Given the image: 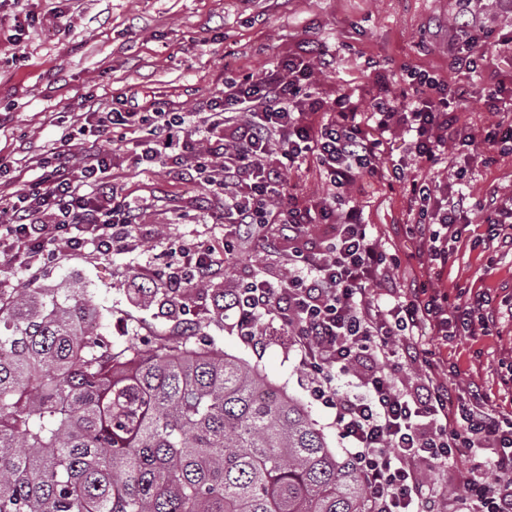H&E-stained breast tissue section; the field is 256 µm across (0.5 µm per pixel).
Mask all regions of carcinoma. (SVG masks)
<instances>
[{"instance_id": "cac0c4a2", "label": "carcinoma", "mask_w": 512, "mask_h": 512, "mask_svg": "<svg viewBox=\"0 0 512 512\" xmlns=\"http://www.w3.org/2000/svg\"><path fill=\"white\" fill-rule=\"evenodd\" d=\"M84 289L0 292V512H370L308 410L200 346L112 349Z\"/></svg>"}]
</instances>
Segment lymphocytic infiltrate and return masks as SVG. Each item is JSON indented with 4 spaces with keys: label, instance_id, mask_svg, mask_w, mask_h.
I'll return each instance as SVG.
<instances>
[{
    "label": "lymphocytic infiltrate",
    "instance_id": "1",
    "mask_svg": "<svg viewBox=\"0 0 512 512\" xmlns=\"http://www.w3.org/2000/svg\"><path fill=\"white\" fill-rule=\"evenodd\" d=\"M450 41L449 67L478 73L485 24L472 12L473 0H458ZM312 50L288 55L275 72L260 78L224 79L221 93L209 98L201 120L205 152L183 146L171 153L187 117L166 102L86 114L98 131L136 132L134 168L175 167L203 179L224 198V254L197 243L170 249L167 281L172 294L211 280L222 259L237 258L246 243L261 237L269 251L288 239V275L254 277L229 294L228 308L238 313L241 335H264L265 321L278 322L295 336L301 360L313 373L315 398L336 411V427L354 450L369 488L372 512H512V414L480 399L466 400L435 365L419 359L410 341L416 332L437 336H488L497 316L485 293L450 301L436 288L404 293L391 275L394 257L381 249L361 210L342 194L378 173L383 133L402 132L416 165L393 164L390 175L410 182L419 206L412 235L430 245L432 256L447 263L461 239L459 226L473 208L492 219L482 244L512 250V196L475 198L464 187L465 170L441 194L422 179L448 147H469L472 156L512 151V78L481 84L476 93L495 119L480 129L457 123L467 86L426 73L407 71L406 89L382 85L372 98L379 137L371 138L348 94L320 97L313 86ZM70 132L42 160L43 173L27 189L0 200V256L33 266L49 246L64 241L71 250L93 247L102 257L121 247L137 249L138 208L121 196L111 177L112 153L89 148L81 167L69 160ZM313 161L328 180L326 196L303 201L290 192L286 175ZM327 224L329 235L310 237L313 225ZM416 367L417 385L407 390L393 372ZM354 375L361 386L352 392L338 377ZM473 462L459 474V492L445 500L426 484L415 464L425 461L445 470L457 453Z\"/></svg>",
    "mask_w": 512,
    "mask_h": 512
}]
</instances>
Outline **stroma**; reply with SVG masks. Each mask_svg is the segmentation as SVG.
Here are the masks:
<instances>
[{
    "mask_svg": "<svg viewBox=\"0 0 512 512\" xmlns=\"http://www.w3.org/2000/svg\"><path fill=\"white\" fill-rule=\"evenodd\" d=\"M25 13L33 20L20 45H12L14 17ZM454 18V0H0V156L16 163L15 178L1 183L0 192L23 189L40 176L38 159L66 126L82 124L86 102L108 108L135 91L140 99L196 112L223 89L225 70L259 77L307 44L330 61L315 70L314 86L327 98L347 89L367 100L379 78L403 88L409 66L459 82L448 68ZM97 147L115 154L114 183L140 208V247L100 257L60 241L33 268L0 262V291L32 280L76 281L101 308L114 349L187 343L241 358L309 410L330 448L350 456L334 409L312 395V375L293 338L271 328L261 340H245L236 313L224 306L225 293L249 277L283 275L284 254L252 242L202 288L173 299L161 278L170 246L191 241L223 251L224 227L212 220L223 202L180 171L132 167L133 143L120 133L103 134ZM466 178L476 195L512 194V154L475 158ZM351 199L396 255L398 285L427 282L453 298L470 289L489 293L500 311L499 335L428 334L421 345L442 369L460 366L455 382L462 391L479 388L493 405L511 410L505 381L512 377V250L472 248L486 230L487 212H469L457 250L442 267L410 238L418 208L408 184L369 178Z\"/></svg>",
    "mask_w": 512,
    "mask_h": 512,
    "instance_id": "1",
    "label": "stroma"
}]
</instances>
